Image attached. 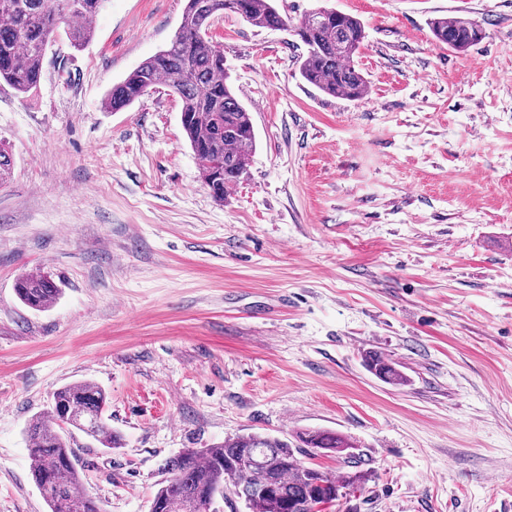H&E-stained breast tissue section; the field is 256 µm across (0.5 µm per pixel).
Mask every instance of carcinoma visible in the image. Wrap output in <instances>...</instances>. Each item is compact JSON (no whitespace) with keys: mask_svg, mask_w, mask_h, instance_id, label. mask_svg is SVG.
Returning <instances> with one entry per match:
<instances>
[{"mask_svg":"<svg viewBox=\"0 0 512 512\" xmlns=\"http://www.w3.org/2000/svg\"><path fill=\"white\" fill-rule=\"evenodd\" d=\"M106 0H0V80L18 93L37 88L52 34L67 26L70 45L81 48L94 34V20ZM232 13L252 26L288 28V16L275 0H186L180 25L169 44L112 85L105 107L121 111L163 84L181 101V124L205 185L222 201L248 174L256 134L248 110L235 96L224 67V50L213 43V19ZM306 48L300 74L321 92L352 101L364 99L368 82L356 65L364 40L361 21L333 7L319 6L293 26ZM434 40L458 52L483 38V30L462 17L431 22ZM18 299L33 310L53 303L60 288L35 273L15 284ZM367 365L383 381L404 386L396 363L373 354ZM107 393L94 384H70L53 394L49 409L27 427L30 474L50 512H102L90 496L71 446V429L93 437L105 448L121 438L107 423ZM294 446L261 433L228 438L209 448H186L162 465L150 512H200L206 501L224 500V491L243 495L249 512H320L361 488L366 474L322 471L301 457L325 450L351 459L352 444L330 431H308Z\"/></svg>","mask_w":512,"mask_h":512,"instance_id":"1","label":"carcinoma"}]
</instances>
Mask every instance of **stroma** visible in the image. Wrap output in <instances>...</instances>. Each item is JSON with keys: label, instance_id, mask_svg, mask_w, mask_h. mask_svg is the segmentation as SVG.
<instances>
[{"label": "stroma", "instance_id": "35a3bbf8", "mask_svg": "<svg viewBox=\"0 0 512 512\" xmlns=\"http://www.w3.org/2000/svg\"><path fill=\"white\" fill-rule=\"evenodd\" d=\"M331 3L364 25L365 100L307 84L291 32L211 27L257 138L221 202L166 86L102 104L185 0H107L36 89L0 82V512H48L26 428L84 381L122 437L73 434L103 512H149L183 449L306 430L369 476L327 512H512V0ZM457 16L484 31L465 52L430 31ZM32 272L61 289L43 311L14 291ZM367 365L376 376L386 383L403 386L408 382L405 374L396 367V363L386 360L380 355H369Z\"/></svg>", "mask_w": 512, "mask_h": 512}]
</instances>
